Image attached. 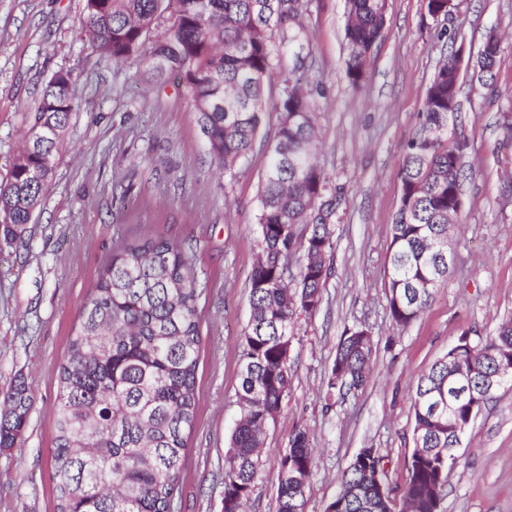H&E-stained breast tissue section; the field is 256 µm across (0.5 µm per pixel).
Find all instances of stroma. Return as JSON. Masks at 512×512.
I'll return each mask as SVG.
<instances>
[{
    "label": "stroma",
    "mask_w": 512,
    "mask_h": 512,
    "mask_svg": "<svg viewBox=\"0 0 512 512\" xmlns=\"http://www.w3.org/2000/svg\"><path fill=\"white\" fill-rule=\"evenodd\" d=\"M85 0H0V180L20 150L45 80L66 69L73 113L52 176L21 244L0 245V397L24 379L33 404L20 442L0 449V512H56L52 470L57 371L101 264L147 233L183 244L198 302L197 417L175 494L178 512H224V456L240 416L239 364L251 320L259 251L258 188L276 112L265 114L247 160L216 169L191 103L168 76L157 86L142 57L121 63L78 40ZM308 56L302 86L316 112L318 161L341 201L331 273L317 309L300 314L290 344L292 386L266 429L264 466L247 512H275L277 465L306 429L316 468L305 512H325L339 477L376 449L402 490L414 448L412 384L460 336L480 342L512 319V0H455L433 18L425 0H387L366 78L345 74V0H303ZM501 38L493 86L478 79L488 32ZM462 46V135L470 173L452 229L454 270L406 329L387 313L390 229L403 145L415 132L442 51ZM373 338L364 389L326 397L347 329ZM443 512H512V387L498 390L466 431Z\"/></svg>",
    "instance_id": "1"
}]
</instances>
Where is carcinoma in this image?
Listing matches in <instances>:
<instances>
[{"mask_svg": "<svg viewBox=\"0 0 512 512\" xmlns=\"http://www.w3.org/2000/svg\"><path fill=\"white\" fill-rule=\"evenodd\" d=\"M162 31L147 35L163 13ZM385 22L382 0H346V77L364 81ZM307 26L290 0H85L80 40L120 63L146 53L147 71L163 82L182 75L184 94L217 166L232 175L247 159L262 126L265 83L273 72L274 39L304 62ZM481 53L482 76L494 80L501 54L496 33ZM460 65L451 54L436 67L417 130L405 143L401 195L391 224L388 313L405 328L431 305L448 275V215L464 206L467 143L448 145L462 126ZM79 104L72 73L58 70L42 85L33 118L50 129L28 138L0 183V242H23L42 188L31 166L52 175L70 118ZM275 138L259 186L260 252L250 281L251 324L240 364L241 415L224 457V512H244L263 467L267 424L288 398L285 358L298 313L320 302L334 249L336 190L316 161L314 107L287 77L274 106ZM194 268L184 248L137 235L101 265L58 371L52 467L57 512H174L185 468L188 433L197 414L198 300ZM373 336L366 328L341 337L327 380L332 398L362 388ZM512 358V320L480 344L461 336L417 376L414 448L400 497L386 484L375 449L357 453L325 512H440L448 480V449L458 448L493 394L484 380ZM473 369L467 397L448 386L450 368ZM32 406L18 379L0 406V448L22 437ZM314 471L306 431L297 430L277 458L276 512H304ZM296 472L302 481L288 480Z\"/></svg>", "mask_w": 512, "mask_h": 512, "instance_id": "1", "label": "carcinoma"}]
</instances>
